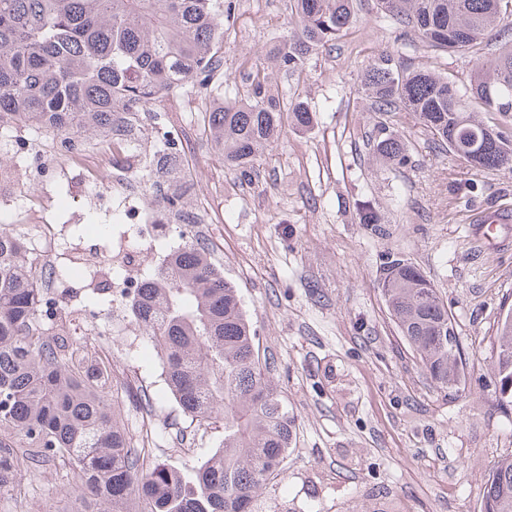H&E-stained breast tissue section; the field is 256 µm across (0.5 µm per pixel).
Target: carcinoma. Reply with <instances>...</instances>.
Returning a JSON list of instances; mask_svg holds the SVG:
<instances>
[{
	"instance_id": "obj_1",
	"label": "carcinoma",
	"mask_w": 512,
	"mask_h": 512,
	"mask_svg": "<svg viewBox=\"0 0 512 512\" xmlns=\"http://www.w3.org/2000/svg\"><path fill=\"white\" fill-rule=\"evenodd\" d=\"M512 0H379L396 23L426 47L478 54L490 35L491 58L458 91L428 68L410 69L389 54L362 76L370 111L411 112L440 145L476 167L512 172V138L477 118L512 113ZM293 33L271 52L272 68L296 69L320 46L356 23L355 0H289ZM224 0H0V129L49 131L64 152L85 139L126 132L148 106L175 88L220 86L224 76ZM312 114L271 92L269 73L249 75L244 99L209 112L210 136L224 166L246 174L290 124L304 130ZM155 158L147 183L180 168L167 133L151 128ZM373 152L404 165L400 135L379 121ZM192 202L181 180L162 196L160 218ZM379 285L402 335L441 388L462 382L459 343L436 288L407 260L388 254ZM145 336L159 348L165 381L191 419L219 415L224 442L204 463L180 469L147 462L120 426L105 395L112 375L57 313L58 300L39 288L17 232L0 228V493L19 488L61 458L87 512H253L254 502L288 457L293 419L254 347V332L235 284L204 245L187 240L154 274L125 296ZM495 370L512 381V311L496 336ZM484 512H512V458L485 483Z\"/></svg>"
}]
</instances>
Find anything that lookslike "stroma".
<instances>
[{"label":"stroma","instance_id":"35a3bbf8","mask_svg":"<svg viewBox=\"0 0 512 512\" xmlns=\"http://www.w3.org/2000/svg\"><path fill=\"white\" fill-rule=\"evenodd\" d=\"M224 26V79L217 91L188 88L152 106L146 122L176 141L208 212L202 235L233 282L261 359L294 419L288 458L254 512H483L485 482L512 456V404L503 405L493 370L494 337L512 309V223L486 228L478 212L512 204V173L476 168L443 149L410 114L390 121L410 149L390 168L372 151L374 115L361 77L380 53L469 86L477 58L428 50L412 28L386 17L377 0H357V21L321 47L304 69L279 71L275 91L313 114L285 129L249 176L225 168L204 130L200 103L239 100L248 76L289 35L285 0H232ZM0 183V225L61 230L102 273L125 265L151 276L180 243L176 234L121 250L112 233L129 226L111 168L86 174L55 137L9 129ZM380 221L364 224L362 208ZM407 259L448 308L460 344V389H442L403 338L379 287L386 254ZM78 335L111 329L105 357L118 420L132 439L150 433V457L194 466L221 444V422L185 417L169 392L156 347L121 299L83 308ZM149 404H141V395ZM72 475L46 466L21 478L24 495H0V512H74Z\"/></svg>","mask_w":512,"mask_h":512}]
</instances>
